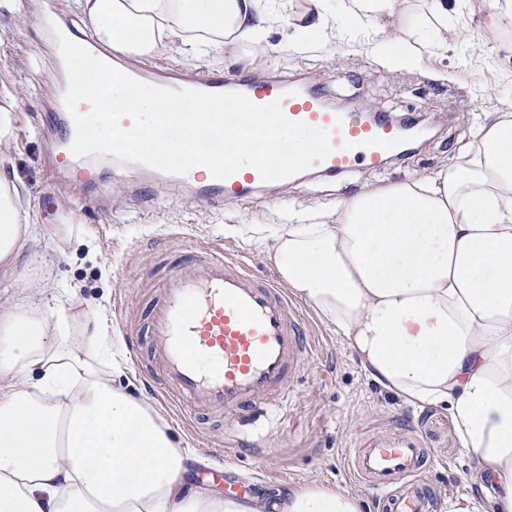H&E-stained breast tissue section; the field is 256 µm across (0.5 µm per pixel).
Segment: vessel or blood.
Segmentation results:
<instances>
[{
    "label": "vessel or blood",
    "mask_w": 512,
    "mask_h": 512,
    "mask_svg": "<svg viewBox=\"0 0 512 512\" xmlns=\"http://www.w3.org/2000/svg\"><path fill=\"white\" fill-rule=\"evenodd\" d=\"M161 85L239 92L259 106L280 101L288 119L328 131L332 151L312 165L317 174L377 169L390 157L403 155L408 144L409 121L381 114L370 121L353 120L331 106L318 85L302 80L250 70L233 82L216 74L173 72ZM46 129L45 161L58 182L98 196L113 158L73 156L75 124L62 97L53 99ZM127 168L138 175L126 186L128 195L138 200L146 188L174 185L193 200L220 205L251 197L266 186L251 167L225 179L195 169L184 176L171 175L136 162ZM145 334L154 355L147 358L137 351L133 358L161 398L193 411L229 412L236 423L255 411L279 415L288 405L294 377L312 354L287 289L261 281L241 261L209 247L181 251L158 285ZM224 436L247 453L263 445L261 435L239 432L236 424ZM427 460L426 445L415 432L395 439L360 432L348 465L386 512H432L435 497L422 479Z\"/></svg>",
    "instance_id": "obj_1"
}]
</instances>
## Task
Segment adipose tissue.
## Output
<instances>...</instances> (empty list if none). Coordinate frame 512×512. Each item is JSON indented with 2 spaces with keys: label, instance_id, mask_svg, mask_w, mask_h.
<instances>
[{
  "label": "adipose tissue",
  "instance_id": "obj_1",
  "mask_svg": "<svg viewBox=\"0 0 512 512\" xmlns=\"http://www.w3.org/2000/svg\"><path fill=\"white\" fill-rule=\"evenodd\" d=\"M326 0H79L102 46L150 57L173 44L220 59L274 24L329 27ZM355 23L391 28L408 50L430 33L455 42L452 14H484L512 31V0H341ZM0 172V267L14 268L36 227ZM282 282L405 403L447 409L470 461L512 512V113L479 126L470 147L434 174L337 201L327 219L282 226L269 250ZM40 300L0 314V512H361L357 493L318 483L237 498L189 486L195 458L149 402L113 383L122 365L77 289L53 266Z\"/></svg>",
  "mask_w": 512,
  "mask_h": 512
}]
</instances>
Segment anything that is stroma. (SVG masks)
<instances>
[{
  "mask_svg": "<svg viewBox=\"0 0 512 512\" xmlns=\"http://www.w3.org/2000/svg\"><path fill=\"white\" fill-rule=\"evenodd\" d=\"M335 37L303 34L306 46H283L280 29L266 31L262 40L223 61L211 62L174 45L162 53L139 58L150 69L214 71L236 79L250 69L295 76L323 87L332 103L348 102L395 115L417 113L437 135L409 158L393 161L377 172L362 169L336 177L303 176L285 187L252 199L208 205L184 197L174 187L151 193L140 208L129 203L120 180L112 182L114 208L98 209L81 190H73L74 215L69 220L73 243L60 240L61 216L52 201L53 188L43 171L46 94L55 84L58 64L56 38L47 34L37 14L71 17L81 32L88 22L77 0H10L0 7V94L10 92L17 116L11 138L0 139V165L19 179L20 206L39 237L25 249L11 273L0 272V313L20 295L38 287L40 259L54 261L63 287H79L84 298L105 318L112 346L120 354L123 372L117 386L139 399L156 396L138 373L128 351L125 325L143 328L154 291L147 287L149 271L162 268L172 254L187 245L215 246L225 256L245 262L259 277L277 279L266 251L281 224H310L327 215L337 200L373 185L424 178L466 149L478 126L497 113L512 112V33L487 35L482 47L468 37L478 22L457 18L463 39L447 53L421 42L406 63L390 60L391 32L353 29L340 12L338 0H327ZM295 306L305 320V332L318 346L302 378L293 381V400L278 422L257 419L267 451L241 454L232 444L213 453L206 432L192 429L176 409L161 406L177 438L197 457L191 477L196 485L222 493L249 496L272 494L285 487L313 482L361 495L363 512H377L372 496L351 478L345 460L357 431L392 436L412 428L423 435L430 459L423 478L437 497L453 500L471 495L468 467L462 458L446 410L417 409L382 390L361 369L334 329L303 301Z\"/></svg>",
  "mask_w": 512,
  "mask_h": 512,
  "instance_id": "1",
  "label": "stroma"
}]
</instances>
